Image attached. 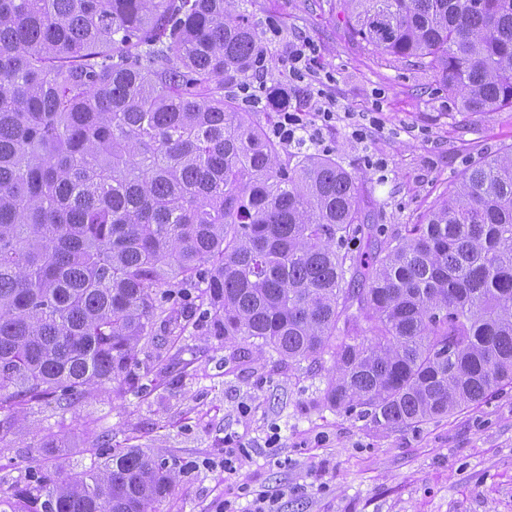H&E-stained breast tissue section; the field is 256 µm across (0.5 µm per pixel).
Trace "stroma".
<instances>
[{"label":"stroma","mask_w":512,"mask_h":512,"mask_svg":"<svg viewBox=\"0 0 512 512\" xmlns=\"http://www.w3.org/2000/svg\"><path fill=\"white\" fill-rule=\"evenodd\" d=\"M260 23L276 20L265 43L266 82L288 80L289 47L306 41L322 71L290 100L300 108L324 91L370 119L366 141L342 120L321 152L356 172L377 224H412L469 163L512 144V108L459 112L446 90L413 62H389L351 37L336 0H249ZM141 346V366L169 363L166 377L139 396L99 391L69 408L36 405L0 441V485L23 475L40 439L52 449V476H78L103 440L174 463L163 512H214L229 500L248 512L242 487L262 492L276 512H512V387L446 417L382 429L321 400L324 375L282 367L270 353L239 357L234 344L194 316L183 337ZM247 447L234 472L224 440Z\"/></svg>","instance_id":"stroma-1"}]
</instances>
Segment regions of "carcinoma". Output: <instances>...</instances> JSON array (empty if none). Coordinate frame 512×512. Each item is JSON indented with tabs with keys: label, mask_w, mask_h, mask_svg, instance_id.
Returning a JSON list of instances; mask_svg holds the SVG:
<instances>
[{
	"label": "carcinoma",
	"mask_w": 512,
	"mask_h": 512,
	"mask_svg": "<svg viewBox=\"0 0 512 512\" xmlns=\"http://www.w3.org/2000/svg\"><path fill=\"white\" fill-rule=\"evenodd\" d=\"M340 6L457 111L512 107V0ZM265 33L245 0H0V412L146 391L138 345L196 312L290 367L330 355L324 402L384 429L512 385V145L419 223L374 224L356 174L238 95ZM48 466L0 512H159L172 491L141 448Z\"/></svg>",
	"instance_id": "cac0c4a2"
}]
</instances>
